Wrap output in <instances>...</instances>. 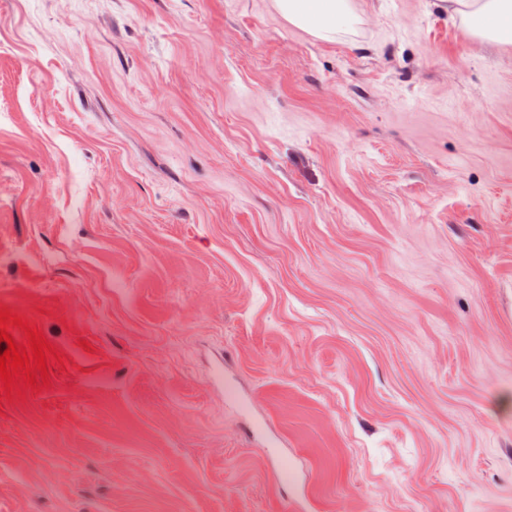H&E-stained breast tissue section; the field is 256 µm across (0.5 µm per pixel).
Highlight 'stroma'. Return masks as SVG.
Listing matches in <instances>:
<instances>
[{"instance_id":"obj_1","label":"stroma","mask_w":512,"mask_h":512,"mask_svg":"<svg viewBox=\"0 0 512 512\" xmlns=\"http://www.w3.org/2000/svg\"><path fill=\"white\" fill-rule=\"evenodd\" d=\"M352 6L0 0V512H512V47ZM275 8L289 24L315 37L328 39L350 24V0H273Z\"/></svg>"}]
</instances>
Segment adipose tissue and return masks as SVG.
Wrapping results in <instances>:
<instances>
[{"label": "adipose tissue", "instance_id": "adipose-tissue-1", "mask_svg": "<svg viewBox=\"0 0 512 512\" xmlns=\"http://www.w3.org/2000/svg\"><path fill=\"white\" fill-rule=\"evenodd\" d=\"M289 24L328 39L353 20L351 0H273ZM448 17L470 34L512 45V0H442Z\"/></svg>", "mask_w": 512, "mask_h": 512}]
</instances>
